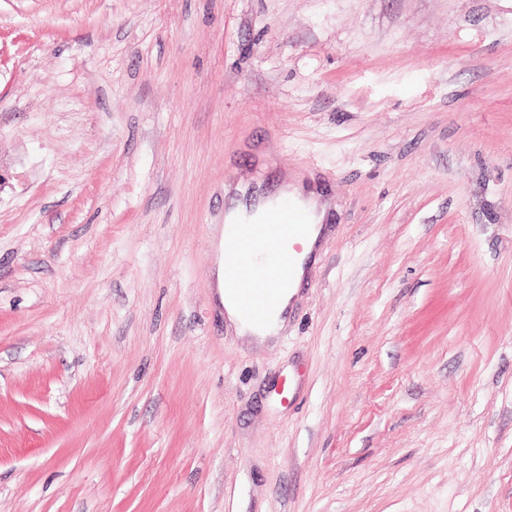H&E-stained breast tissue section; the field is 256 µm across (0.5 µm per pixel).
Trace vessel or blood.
<instances>
[{"label":"vessel or blood","instance_id":"obj_1","mask_svg":"<svg viewBox=\"0 0 512 512\" xmlns=\"http://www.w3.org/2000/svg\"><path fill=\"white\" fill-rule=\"evenodd\" d=\"M304 229L300 213L289 204L273 211L264 223L241 226L237 234L241 249L229 270L228 286L234 290L242 308L253 321L265 320L268 305L276 288L291 276L292 259L289 254L280 253L265 286L257 287L256 269L250 260L249 244L254 241L289 240L301 234Z\"/></svg>","mask_w":512,"mask_h":512}]
</instances>
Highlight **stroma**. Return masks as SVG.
<instances>
[{"mask_svg":"<svg viewBox=\"0 0 512 512\" xmlns=\"http://www.w3.org/2000/svg\"><path fill=\"white\" fill-rule=\"evenodd\" d=\"M0 512H512V0H0ZM327 223L275 346L224 188ZM286 201L294 202L304 210L308 216V224H310V227L303 236L291 240L288 244V248L290 251L294 252L293 255L295 258V270L292 285L289 288L283 289L279 293L270 322L265 326H255L246 320L238 302L233 295L226 291L224 287V268L228 260L229 251L232 248L230 234L235 224L260 221L265 218V212L268 209L272 208L276 204ZM252 209L254 211L248 213L246 212L245 206L239 205L230 210L226 219V226H224L223 239L220 243V258L216 276L221 302L224 305V311L227 319L235 325L240 335L250 336L258 343H266L276 337L285 323L288 306L296 292L295 289L297 285L305 273L306 263L308 262L318 240L320 227H318L317 224L320 219L316 215V201L313 196L304 199L301 190L297 187H293L290 192L286 189L275 201L258 197L256 204L252 205ZM295 246H300V249L294 251Z\"/></svg>","mask_w":512,"mask_h":512,"instance_id":"obj_1","label":"stroma"}]
</instances>
